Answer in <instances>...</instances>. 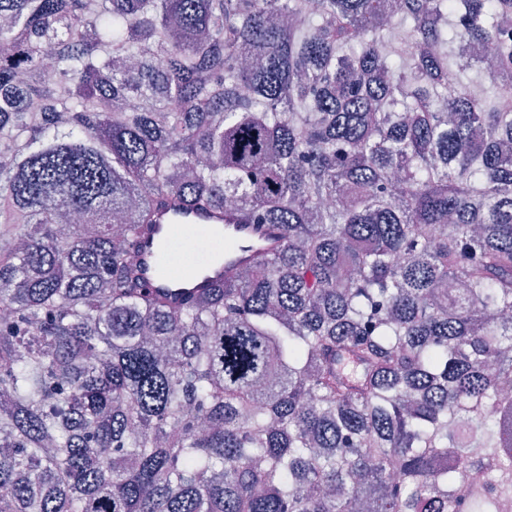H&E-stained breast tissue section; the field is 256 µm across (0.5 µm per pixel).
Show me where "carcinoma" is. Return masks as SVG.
<instances>
[{
	"instance_id": "cac0c4a2",
	"label": "carcinoma",
	"mask_w": 512,
	"mask_h": 512,
	"mask_svg": "<svg viewBox=\"0 0 512 512\" xmlns=\"http://www.w3.org/2000/svg\"><path fill=\"white\" fill-rule=\"evenodd\" d=\"M0 307V512H498L512 0H0ZM159 225L155 235L146 239L141 247V259L144 267V280L151 288L166 290L175 295L200 293L204 288L224 281V270L229 266L246 263L257 254L276 249L280 244V234L274 225L258 227L255 224H237L234 218L224 217L221 212L199 213L183 211L171 204L159 215ZM173 225L184 230L199 231L200 236L188 238L199 244L204 236L214 237L211 231L220 229L223 232L221 240L233 241L237 247L224 252V257H202L197 261L201 271L194 279H167L161 272V266L166 258H172L168 234Z\"/></svg>"
}]
</instances>
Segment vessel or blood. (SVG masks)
Wrapping results in <instances>:
<instances>
[{"mask_svg":"<svg viewBox=\"0 0 512 512\" xmlns=\"http://www.w3.org/2000/svg\"><path fill=\"white\" fill-rule=\"evenodd\" d=\"M175 225L199 232L204 236L210 235L212 230H221L224 239L235 242L236 247L226 252L222 258L204 257L198 260L200 274L196 278H166L161 272V266L166 258L173 255L168 234L171 227ZM279 244L280 234L275 226L240 224L236 219L225 217L220 212H186L172 205L161 213L156 234L142 244L143 278L153 288L176 294L199 293L223 281L224 271L229 266L248 262L257 254L276 249Z\"/></svg>","mask_w":512,"mask_h":512,"instance_id":"obj_1","label":"vessel or blood"}]
</instances>
